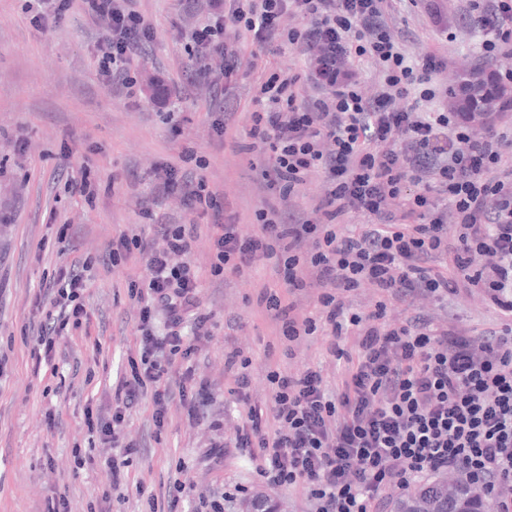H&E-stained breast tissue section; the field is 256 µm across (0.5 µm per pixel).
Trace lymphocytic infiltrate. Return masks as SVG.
I'll use <instances>...</instances> for the list:
<instances>
[{"mask_svg": "<svg viewBox=\"0 0 512 512\" xmlns=\"http://www.w3.org/2000/svg\"><path fill=\"white\" fill-rule=\"evenodd\" d=\"M136 0H81L103 21L99 73L135 96L130 64L154 35ZM204 8L206 24L178 30L216 96L233 97L242 66L231 35L264 53L315 44L341 46L368 58L377 88L363 98L354 82H306L301 74L263 75L248 90L257 111L244 130L245 152L264 155L258 174L290 199L312 173L323 183L311 211L264 206L254 228L238 216L203 176L204 157L187 150L183 166L157 161L155 196H179L183 222L142 209L153 240L121 233L101 261L144 262L148 275L128 284L139 306L140 356L115 386L111 419L91 417L90 431L125 454L117 428L145 397L155 429L180 401L189 421L211 406L210 385L191 364L198 341L209 336L200 279L187 256L200 235L210 243V274L246 277L270 270L274 287L257 301L286 355L323 331L331 355L346 357L336 385L321 370L266 374L263 405L249 393L250 361L229 353L228 390L248 406L246 420L225 448L254 462L264 488L302 487L304 512H385L397 491L434 475L456 473L485 498L490 512H512V117L500 114L476 136L457 114L439 109L448 94L438 80L445 64L410 50L389 26L397 0H188ZM461 17L484 37L477 59L497 64L512 83V0H459ZM301 26H283L285 17ZM412 98L407 108L397 100ZM368 286L381 298L373 311H350L345 295ZM86 276L78 265L58 268L33 306L44 311L30 357L50 361L65 324L89 319ZM477 292L500 317L484 329L435 322L418 312L428 300L447 309L449 297ZM314 300L320 318L298 306ZM409 315L388 316L389 302ZM353 337L354 356L340 346Z\"/></svg>", "mask_w": 512, "mask_h": 512, "instance_id": "1", "label": "lymphocytic infiltrate"}]
</instances>
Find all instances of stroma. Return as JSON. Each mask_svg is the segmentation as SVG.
I'll return each instance as SVG.
<instances>
[{"label": "stroma", "instance_id": "1", "mask_svg": "<svg viewBox=\"0 0 512 512\" xmlns=\"http://www.w3.org/2000/svg\"><path fill=\"white\" fill-rule=\"evenodd\" d=\"M27 4L0 0V512H45L60 494L78 512H196L200 495L258 480L251 463L238 454L220 462L208 455L246 413L244 406L225 401L233 385L224 373L225 355L237 349L250 359L249 392L256 401L267 394L268 370L292 373L309 364L333 383L343 363L327 352L323 336L302 341L294 356H285L257 303V286L268 280V269L258 268L248 280H212L209 241L200 237L190 260L201 278L202 309L210 313L212 328L192 363L197 377L213 389L214 417L189 424L173 402L165 428L158 431L152 402L143 399L122 427L140 452L125 480L112 487L103 462L122 451L90 432L85 412L112 414V387L139 349L138 309L128 283L145 278L147 271L134 261L107 266L100 256L124 231L152 239V226L140 215L150 194L149 172L158 160L178 162L184 146L206 158V176L235 207L243 226H251L255 206L275 196L250 170L248 154L214 133L208 82L185 84L192 62L176 33L195 25L201 13L186 10L183 0H138L154 40L149 54L138 60L143 91L130 97L101 81L95 55L103 28L91 23L79 4L44 31L31 24ZM461 26L451 0H422L414 13L400 5L394 13L395 31L408 37L414 52L431 51L446 61L440 79L452 90L475 68L472 48L482 36L474 26L465 39L447 38V30ZM236 46L245 62L238 82L256 81L266 67L287 75L302 69L301 55L287 48L248 68L251 45L240 40ZM166 94L171 106L165 114L161 98ZM85 168L100 183L92 204L65 187V175ZM52 210L59 223L72 225V243L59 241L48 224ZM85 260L92 263L90 322L83 330H65L53 370L34 373L30 349L37 318L30 298L60 264ZM180 482L185 489L173 508L169 489Z\"/></svg>", "mask_w": 512, "mask_h": 512}]
</instances>
